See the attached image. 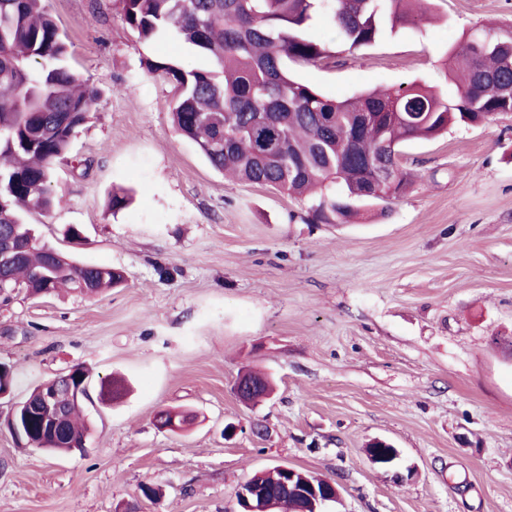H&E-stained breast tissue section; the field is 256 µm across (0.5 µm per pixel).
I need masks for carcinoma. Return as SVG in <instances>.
Listing matches in <instances>:
<instances>
[{
	"instance_id": "obj_1",
	"label": "carcinoma",
	"mask_w": 512,
	"mask_h": 512,
	"mask_svg": "<svg viewBox=\"0 0 512 512\" xmlns=\"http://www.w3.org/2000/svg\"><path fill=\"white\" fill-rule=\"evenodd\" d=\"M411 2L124 0V20L142 39L170 33L212 57V69L152 61L146 67L174 85V126L215 169L308 199L314 224H348L407 190L403 144L512 112V33H462L450 49L462 78L442 71L455 82L453 98L408 82L331 100L288 72L290 62L330 57L312 34L319 21L332 24L353 50L375 43L387 28L414 23ZM67 57L45 0H0V234L15 232L25 242L10 274L32 295L65 287L93 296L124 281L120 269L82 265L39 243L20 216L55 206L54 164L67 155L96 96ZM380 166L391 171L393 183L374 195L371 179ZM50 391L66 409L65 431L52 434L35 420L24 446L68 453L89 430L83 399L48 381L27 398ZM250 482L270 488L268 512L300 508L296 495L280 488L276 469L258 471Z\"/></svg>"
}]
</instances>
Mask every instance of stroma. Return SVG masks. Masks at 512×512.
<instances>
[{
  "instance_id": "35a3bbf8",
  "label": "stroma",
  "mask_w": 512,
  "mask_h": 512,
  "mask_svg": "<svg viewBox=\"0 0 512 512\" xmlns=\"http://www.w3.org/2000/svg\"><path fill=\"white\" fill-rule=\"evenodd\" d=\"M428 2L430 19L356 51L318 25L334 58L291 72L333 100L433 83L463 31H512V0ZM46 6L98 95L54 168L58 205L24 219L125 282L0 305L16 376L1 418L77 365L95 397L84 453L0 429V512H239L238 487L280 464L337 482L329 512H512V113L403 144L413 183L385 214L309 224L304 201L215 171L173 128V85L146 61L209 69L210 56L139 38L122 0ZM120 188L133 200L115 210ZM246 369L273 380L270 399L239 401ZM114 377L129 392L99 399ZM165 409L194 425L157 429ZM376 439L399 448L395 472L370 463Z\"/></svg>"
}]
</instances>
